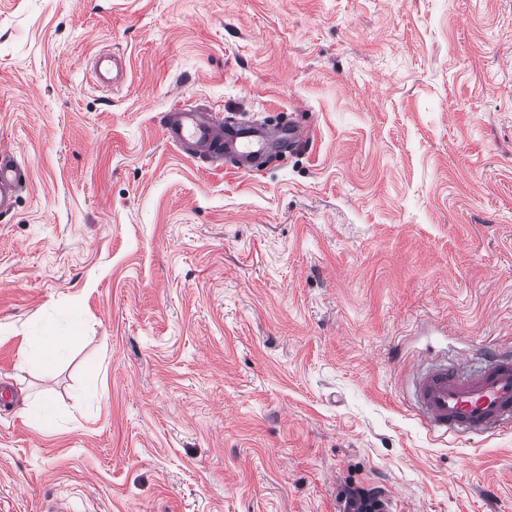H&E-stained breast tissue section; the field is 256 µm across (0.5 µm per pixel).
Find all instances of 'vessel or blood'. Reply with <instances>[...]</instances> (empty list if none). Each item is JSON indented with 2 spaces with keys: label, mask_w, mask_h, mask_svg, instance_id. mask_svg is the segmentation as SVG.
Returning a JSON list of instances; mask_svg holds the SVG:
<instances>
[{
  "label": "vessel or blood",
  "mask_w": 512,
  "mask_h": 512,
  "mask_svg": "<svg viewBox=\"0 0 512 512\" xmlns=\"http://www.w3.org/2000/svg\"><path fill=\"white\" fill-rule=\"evenodd\" d=\"M281 152L307 142L310 130L286 117L274 126ZM167 140L182 148L224 161L234 169L265 148L264 130L244 122L217 120L181 104L165 116ZM28 167L14 155L0 152V216L10 213L27 177ZM415 406L432 433L492 435L512 425V352L487 351L477 368L467 362H435L421 358L412 380Z\"/></svg>",
  "instance_id": "b4317fda"
}]
</instances>
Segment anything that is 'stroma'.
Listing matches in <instances>:
<instances>
[{"label":"stroma","mask_w":512,"mask_h":512,"mask_svg":"<svg viewBox=\"0 0 512 512\" xmlns=\"http://www.w3.org/2000/svg\"><path fill=\"white\" fill-rule=\"evenodd\" d=\"M178 102L311 138L241 173L166 139ZM1 149L0 512H512V428L436 437L409 392L512 350V0H0ZM28 166L14 155L0 152V216L10 213L16 204L19 189L26 180ZM84 332L82 321L76 317L67 319L59 327L44 326L37 331V336H23L24 355L28 357L31 349L43 364L53 365L83 342ZM343 512H381L385 500L379 492L349 486L341 495Z\"/></svg>","instance_id":"obj_1"}]
</instances>
